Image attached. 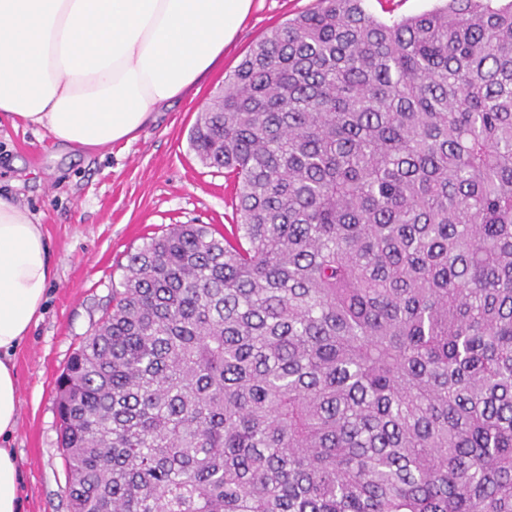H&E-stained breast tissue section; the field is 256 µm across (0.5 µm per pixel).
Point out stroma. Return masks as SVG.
<instances>
[{
  "mask_svg": "<svg viewBox=\"0 0 512 512\" xmlns=\"http://www.w3.org/2000/svg\"><path fill=\"white\" fill-rule=\"evenodd\" d=\"M317 4L254 0L197 95L163 108L135 139L109 150H69L47 132L0 118V193L34 214L55 270L42 315L13 355L19 403L11 447L22 512H69L55 383L102 318L128 253L170 224H210L220 231L237 220L223 173L203 166L189 148L197 113L253 43Z\"/></svg>",
  "mask_w": 512,
  "mask_h": 512,
  "instance_id": "35a3bbf8",
  "label": "stroma"
}]
</instances>
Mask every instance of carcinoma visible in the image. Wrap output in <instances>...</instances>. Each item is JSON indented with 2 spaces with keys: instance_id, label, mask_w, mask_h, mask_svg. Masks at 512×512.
I'll return each instance as SVG.
<instances>
[{
  "instance_id": "carcinoma-1",
  "label": "carcinoma",
  "mask_w": 512,
  "mask_h": 512,
  "mask_svg": "<svg viewBox=\"0 0 512 512\" xmlns=\"http://www.w3.org/2000/svg\"><path fill=\"white\" fill-rule=\"evenodd\" d=\"M319 2L191 128L240 222L129 253L57 380L70 512H512V0ZM369 13L384 22L414 16L442 4L437 0H366Z\"/></svg>"
}]
</instances>
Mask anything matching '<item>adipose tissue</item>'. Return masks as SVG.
Instances as JSON below:
<instances>
[{
    "label": "adipose tissue",
    "instance_id": "ef3b65f1",
    "mask_svg": "<svg viewBox=\"0 0 512 512\" xmlns=\"http://www.w3.org/2000/svg\"><path fill=\"white\" fill-rule=\"evenodd\" d=\"M253 0H0V112L81 150L133 139L223 58ZM53 278L29 211L0 196V512H21L12 356Z\"/></svg>",
    "mask_w": 512,
    "mask_h": 512
}]
</instances>
